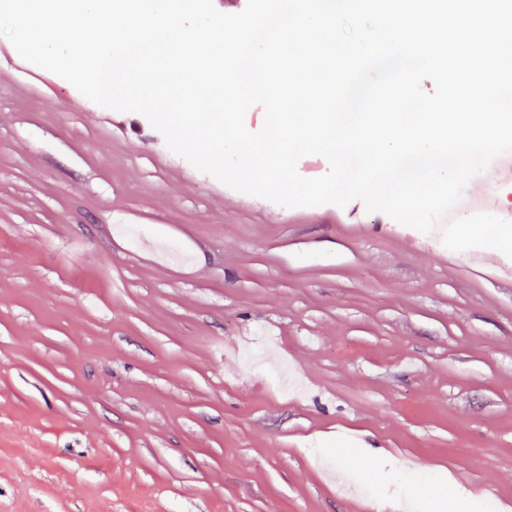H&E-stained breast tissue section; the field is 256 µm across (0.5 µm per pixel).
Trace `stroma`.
Wrapping results in <instances>:
<instances>
[{
    "instance_id": "obj_1",
    "label": "stroma",
    "mask_w": 512,
    "mask_h": 512,
    "mask_svg": "<svg viewBox=\"0 0 512 512\" xmlns=\"http://www.w3.org/2000/svg\"><path fill=\"white\" fill-rule=\"evenodd\" d=\"M484 249L234 190L0 36V512H512Z\"/></svg>"
}]
</instances>
